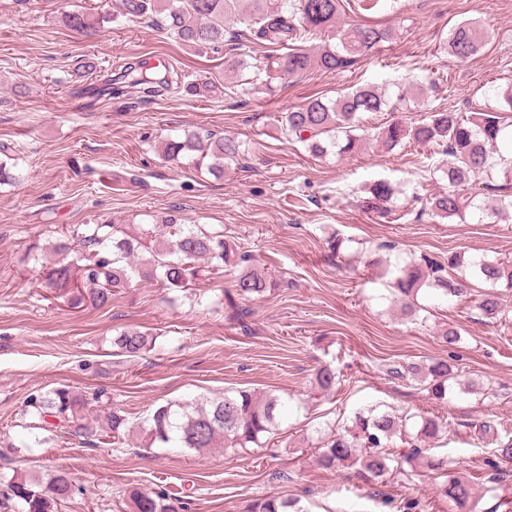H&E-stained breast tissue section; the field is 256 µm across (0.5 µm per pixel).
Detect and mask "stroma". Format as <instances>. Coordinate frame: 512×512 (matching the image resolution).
Masks as SVG:
<instances>
[{"label": "stroma", "instance_id": "35a3bbf8", "mask_svg": "<svg viewBox=\"0 0 512 512\" xmlns=\"http://www.w3.org/2000/svg\"><path fill=\"white\" fill-rule=\"evenodd\" d=\"M120 2L0 0V146L18 176L0 186V474L70 472L78 491L59 512H128L131 485L191 494L190 512H243L266 495L299 499L307 512H405L409 501L416 512H458L440 492L444 476L416 467L373 481L351 468L321 469L315 457L328 424L350 425L356 411L374 407L443 417L448 433L435 453L451 477L482 468L481 424L512 432V290L498 321L475 307L481 281L459 299L419 292L427 321L414 324L387 300L384 267L451 252L512 262V222L430 218L427 199L448 188L433 177L440 150L387 153L376 143L389 121L414 122L434 107L465 112L478 88L512 84V0H379L370 10L352 2L336 30L308 37L306 47L336 45L341 29L359 24L393 28V39L352 67L267 88L224 66L232 52L262 62V47L243 39L219 50L187 46ZM75 10L112 20L79 32L62 22ZM463 21L480 24L490 41L460 62L444 43ZM148 57L166 58L181 84L149 101L134 87L112 98L94 90L100 76ZM425 79L437 85L429 97L364 115L366 146L352 156L311 157L280 131V114L308 97L364 84L394 94ZM188 131L238 138L248 152L220 176L191 155L165 160L163 143ZM379 179L400 190L385 218L357 204ZM169 215L223 231L256 265L276 270L279 287L249 302L245 324L224 311L233 276L225 266L204 270L197 302L157 280L132 282L102 308L74 309L46 292L43 269L55 261H34L33 245L75 224L147 228ZM332 236L340 253L328 248ZM449 325L461 334L451 349L438 339ZM123 327L152 333L154 349L120 356L112 337ZM450 355L472 388L452 389L442 405L387 373L398 362ZM323 363L340 374L330 396L311 384ZM62 384L106 389L138 426L166 402L240 389L278 394L286 408L261 448H150L139 429L126 444L87 448L29 426L27 397Z\"/></svg>", "mask_w": 512, "mask_h": 512}]
</instances>
